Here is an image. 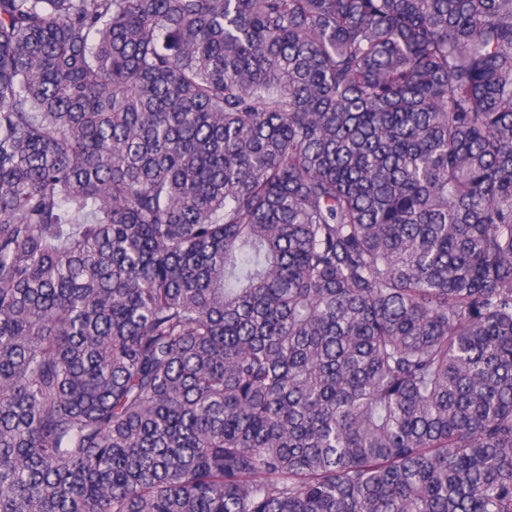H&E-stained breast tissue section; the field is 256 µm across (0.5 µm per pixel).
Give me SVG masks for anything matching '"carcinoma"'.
<instances>
[{
	"label": "carcinoma",
	"mask_w": 512,
	"mask_h": 512,
	"mask_svg": "<svg viewBox=\"0 0 512 512\" xmlns=\"http://www.w3.org/2000/svg\"><path fill=\"white\" fill-rule=\"evenodd\" d=\"M0 512H512V0H0Z\"/></svg>",
	"instance_id": "cac0c4a2"
}]
</instances>
